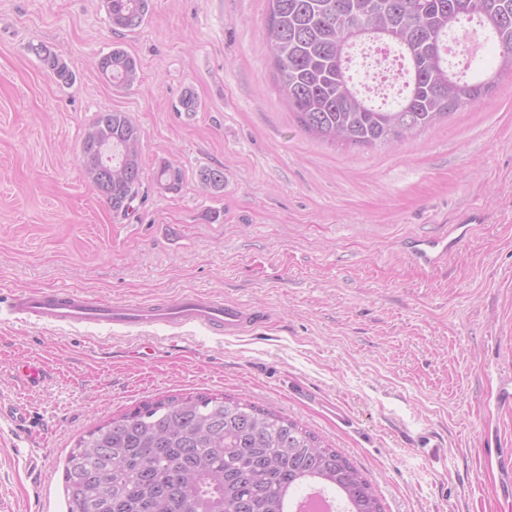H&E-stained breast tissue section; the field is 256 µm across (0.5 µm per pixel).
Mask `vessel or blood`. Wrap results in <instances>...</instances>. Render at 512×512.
I'll return each mask as SVG.
<instances>
[{"label": "vessel or blood", "instance_id": "obj_1", "mask_svg": "<svg viewBox=\"0 0 512 512\" xmlns=\"http://www.w3.org/2000/svg\"><path fill=\"white\" fill-rule=\"evenodd\" d=\"M456 236L423 240L416 244L419 259L433 263L447 256ZM8 312L16 318L46 325L96 327L132 331L160 322L173 330L184 327L208 328L240 335L263 325L265 312L234 301L190 293L162 305L91 302L85 295L68 290L19 292L6 300Z\"/></svg>", "mask_w": 512, "mask_h": 512}]
</instances>
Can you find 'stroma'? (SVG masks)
<instances>
[{
	"mask_svg": "<svg viewBox=\"0 0 512 512\" xmlns=\"http://www.w3.org/2000/svg\"><path fill=\"white\" fill-rule=\"evenodd\" d=\"M148 3L130 31L112 27L105 0H0V296L193 292L269 321L238 336L118 334L0 316L7 512H67L63 464L80 435L200 393L298 422L371 481L383 512H512V76L396 144L334 147L297 127L275 84L267 0ZM41 43L72 85L43 68ZM116 47L138 63L128 89L96 68ZM112 110L142 133L125 214L82 163L86 125ZM166 163L178 190L156 184ZM205 166L223 168V191L201 187ZM451 226L467 234L447 257H416ZM24 360L45 366L42 385L16 376ZM31 50L42 65L54 73L61 84L70 85L73 82V72L55 51L44 44L32 46Z\"/></svg>",
	"mask_w": 512,
	"mask_h": 512,
	"instance_id": "1",
	"label": "stroma"
}]
</instances>
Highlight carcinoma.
<instances>
[{
    "mask_svg": "<svg viewBox=\"0 0 512 512\" xmlns=\"http://www.w3.org/2000/svg\"><path fill=\"white\" fill-rule=\"evenodd\" d=\"M268 47L276 80L300 128L323 141L386 144L424 130L491 91L512 72V0H268ZM112 25L134 30L148 0H106ZM499 45L501 68L474 82L441 54L463 25ZM365 41L395 48L404 96L393 109L362 94L349 74L353 48ZM63 85L74 74L44 44L31 47ZM117 86L138 80L122 48L99 57ZM112 144V181L93 184L112 211L127 213L142 178L141 132L121 111L90 123ZM201 185L224 188V169L203 167ZM158 184L175 190L180 168L167 163ZM67 512H289L304 487L335 496L342 512H382L370 481L336 449L263 407L198 394L148 401L80 436L63 471Z\"/></svg>",
    "mask_w": 512,
    "mask_h": 512,
    "instance_id": "cac0c4a2",
    "label": "carcinoma"
}]
</instances>
